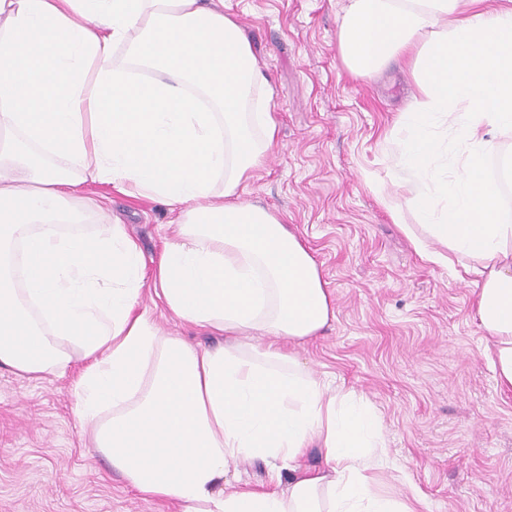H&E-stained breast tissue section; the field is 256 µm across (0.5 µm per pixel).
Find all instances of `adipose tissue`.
<instances>
[{
    "label": "adipose tissue",
    "instance_id": "adipose-tissue-1",
    "mask_svg": "<svg viewBox=\"0 0 512 512\" xmlns=\"http://www.w3.org/2000/svg\"><path fill=\"white\" fill-rule=\"evenodd\" d=\"M485 2L348 0L338 47L357 77L410 60L418 92L396 130L421 220L409 238L427 262L471 260L512 389V223L485 168L512 134V0ZM270 93L238 25L205 0H0V366L62 376L85 360L73 391L93 450L178 512H416L374 489V410L280 349L335 311L299 237L240 199L276 138ZM91 186L173 213L153 284L180 323L268 344L161 333L137 308L143 256L123 225L74 228ZM313 444L325 471L298 465ZM240 459L270 462L266 488L225 492Z\"/></svg>",
    "mask_w": 512,
    "mask_h": 512
}]
</instances>
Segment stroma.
<instances>
[{
    "label": "stroma",
    "instance_id": "1",
    "mask_svg": "<svg viewBox=\"0 0 512 512\" xmlns=\"http://www.w3.org/2000/svg\"><path fill=\"white\" fill-rule=\"evenodd\" d=\"M341 0H224L274 89L277 143L242 201L277 214L318 262L336 317L294 349L376 410L389 469L378 488L415 489L424 512H512V390L498 385L476 316L472 276L421 260L405 224L419 216L397 183L391 131L417 88L398 60L371 77L346 70ZM106 210L154 267L173 240L162 204L110 193ZM162 332L218 347L144 289ZM0 367V512H177L141 499L89 446L73 382Z\"/></svg>",
    "mask_w": 512,
    "mask_h": 512
}]
</instances>
